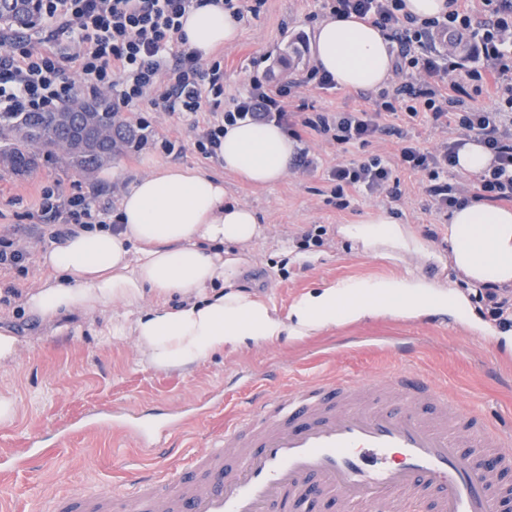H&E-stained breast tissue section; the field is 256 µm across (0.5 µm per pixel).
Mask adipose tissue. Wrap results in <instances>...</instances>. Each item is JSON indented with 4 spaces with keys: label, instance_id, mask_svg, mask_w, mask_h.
Returning a JSON list of instances; mask_svg holds the SVG:
<instances>
[{
    "label": "adipose tissue",
    "instance_id": "obj_1",
    "mask_svg": "<svg viewBox=\"0 0 512 512\" xmlns=\"http://www.w3.org/2000/svg\"><path fill=\"white\" fill-rule=\"evenodd\" d=\"M183 30L191 48L210 55L233 42L238 23L222 5L191 11ZM317 66L338 86L373 89L392 75L389 44L373 24L333 17L318 25ZM298 145L275 123L225 126L217 157L224 170L269 186L287 173ZM344 237L370 248L388 245L430 258L408 225L388 212L343 226ZM264 234L256 212L226 201L224 181L189 167H162L138 177L122 199L116 228L80 227L41 255L47 272L24 296L25 310L53 323L123 304L109 322L111 336L133 337L161 370H188L249 343L309 336L368 316L416 319L468 313L452 283L414 274L339 280L303 294L280 316L235 282L242 252ZM448 258L470 287L512 288V208L468 202L448 223ZM151 305H144L146 295Z\"/></svg>",
    "mask_w": 512,
    "mask_h": 512
}]
</instances>
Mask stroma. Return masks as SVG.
Returning a JSON list of instances; mask_svg holds the SVG:
<instances>
[{"mask_svg": "<svg viewBox=\"0 0 512 512\" xmlns=\"http://www.w3.org/2000/svg\"><path fill=\"white\" fill-rule=\"evenodd\" d=\"M318 10L317 0H265L257 15L245 17L237 41L212 53L224 67V107L245 96L253 80L276 88L296 81L313 66ZM299 95L317 111L351 112L366 106L343 87H303ZM147 118L150 126L143 132L147 144L132 143L114 156L108 164L111 178L97 172L77 173L57 152L42 153L25 175L0 168V234L10 235L28 252L25 270L0 269V293L9 288L18 291L10 304L0 306V329L10 330L19 340L13 363L0 370V389L10 388L17 399L15 419L0 423V453L21 452L37 439L45 454L42 462L25 470L0 468V512H38L48 495L86 484L118 489L138 467L175 468L223 434L225 423L249 412L254 383L264 378L277 391L286 392L333 375L382 377L404 365L427 374L449 394L470 401L494 423L512 427V327L485 316L475 302L470 314L479 330L469 335L462 326L439 317H370L303 339L253 343L187 372L151 367L132 337L103 336V314L74 318L61 330L29 315L20 294L42 279L39 257L48 243L38 238L26 213L41 187L57 183L67 193L98 187L100 206L116 209L134 178L169 165L222 176L226 200L257 212L265 234L245 256L237 284L266 299L280 315H287L301 294L325 282L410 272L447 280L448 222L428 212L426 180L421 175L396 169L403 192L400 200L353 191L348 209L335 206L326 168L339 159L394 158L398 149L394 137L383 135L364 146L341 147L327 137L306 136L303 146L322 158V169L305 172L293 166L279 183L256 187L225 172L216 158L195 148L194 125L206 121L207 113L191 118L151 112ZM157 138L175 142L176 152L153 149L151 142ZM383 209L411 225L435 253V260L385 247L367 250L338 234L339 225ZM306 224L324 226L326 235L324 245L305 250L308 257L302 261L296 236ZM217 392L222 400L211 406L204 420L170 435L169 453L159 460L146 456L136 436L123 427L80 424L90 411L126 407L137 410L144 421L158 424L160 409L192 405Z\"/></svg>", "mask_w": 512, "mask_h": 512, "instance_id": "obj_1", "label": "stroma"}]
</instances>
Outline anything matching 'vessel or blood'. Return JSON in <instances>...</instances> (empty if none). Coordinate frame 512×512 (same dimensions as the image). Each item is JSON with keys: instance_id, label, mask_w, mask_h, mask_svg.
I'll return each instance as SVG.
<instances>
[{"instance_id": "vessel-or-blood-1", "label": "vessel or blood", "mask_w": 512, "mask_h": 512, "mask_svg": "<svg viewBox=\"0 0 512 512\" xmlns=\"http://www.w3.org/2000/svg\"><path fill=\"white\" fill-rule=\"evenodd\" d=\"M504 436L419 371L336 378L263 399L175 471L83 485L43 512H507Z\"/></svg>"}]
</instances>
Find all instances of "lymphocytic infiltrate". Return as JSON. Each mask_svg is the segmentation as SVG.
Listing matches in <instances>:
<instances>
[{
  "instance_id": "f902f5d3",
  "label": "lymphocytic infiltrate",
  "mask_w": 512,
  "mask_h": 512,
  "mask_svg": "<svg viewBox=\"0 0 512 512\" xmlns=\"http://www.w3.org/2000/svg\"><path fill=\"white\" fill-rule=\"evenodd\" d=\"M213 0H41L38 20L27 32L0 26V117L60 110L73 97L76 81L107 93L115 114L141 129L150 123L139 113L187 116L210 110L195 146L215 155L224 127L236 122H273L292 138L307 129L331 135L339 145H365L378 135L400 142L396 161L374 157L340 161L327 180L338 208L350 205L348 193L402 196L396 168L427 175L426 191L437 213L468 200L512 204V0H447L442 15L420 19L407 13L405 0H323L330 14L355 17L377 26L395 56L394 81L373 96V106L352 112H314L306 104L288 110L299 85L335 87L329 73L310 68L301 84L269 90L253 83L248 95L222 109L224 71L220 62L203 63L187 45L183 18ZM468 41L467 55L438 50L453 37ZM490 92L493 108L472 106ZM430 123L444 132L432 149L393 124L397 114ZM466 131L492 154L490 169L476 184L451 183L448 173L463 147ZM37 220L41 238L62 236L68 226L100 223L91 193L67 194L45 186L27 213Z\"/></svg>"
}]
</instances>
